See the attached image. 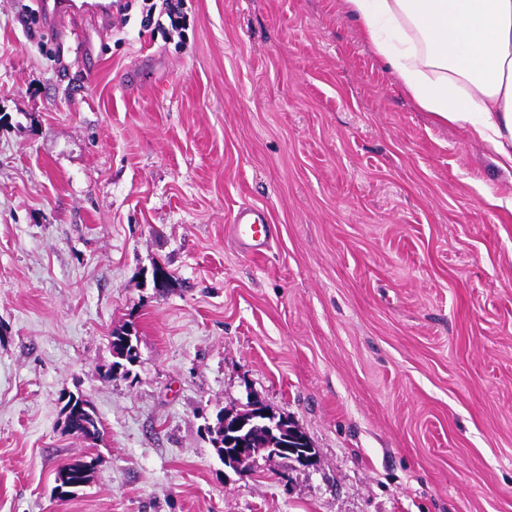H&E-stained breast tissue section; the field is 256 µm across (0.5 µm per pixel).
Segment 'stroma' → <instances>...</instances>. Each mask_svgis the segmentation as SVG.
I'll use <instances>...</instances> for the list:
<instances>
[{
    "label": "stroma",
    "mask_w": 512,
    "mask_h": 512,
    "mask_svg": "<svg viewBox=\"0 0 512 512\" xmlns=\"http://www.w3.org/2000/svg\"><path fill=\"white\" fill-rule=\"evenodd\" d=\"M143 7L58 32L0 0V512H512V169L340 0H184L181 38ZM243 204L264 255L225 232ZM71 392L102 439L63 431ZM251 395L315 465L219 459ZM268 213L260 207L240 206L230 218L228 230L240 250L248 255L263 254L273 237ZM134 338L136 339V336L130 327L112 332L110 345L112 354L117 360L112 363L108 370L109 373L120 370L119 368L129 372L128 367L132 366L131 364L134 363L137 357L134 347V345H137L134 343Z\"/></svg>",
    "instance_id": "stroma-1"
}]
</instances>
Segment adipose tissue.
Segmentation results:
<instances>
[{
    "instance_id": "1",
    "label": "adipose tissue",
    "mask_w": 512,
    "mask_h": 512,
    "mask_svg": "<svg viewBox=\"0 0 512 512\" xmlns=\"http://www.w3.org/2000/svg\"><path fill=\"white\" fill-rule=\"evenodd\" d=\"M417 106L512 168V0H342Z\"/></svg>"
}]
</instances>
